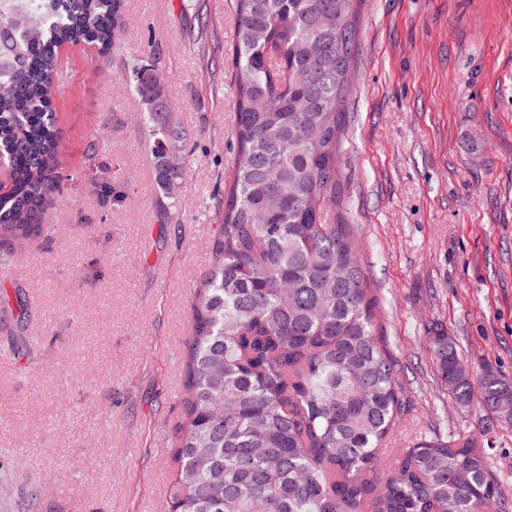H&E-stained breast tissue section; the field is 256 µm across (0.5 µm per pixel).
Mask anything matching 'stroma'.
I'll use <instances>...</instances> for the list:
<instances>
[{
  "label": "stroma",
  "instance_id": "35a3bbf8",
  "mask_svg": "<svg viewBox=\"0 0 512 512\" xmlns=\"http://www.w3.org/2000/svg\"><path fill=\"white\" fill-rule=\"evenodd\" d=\"M123 40L168 75L186 134L165 208L151 124L122 62L71 50L56 83L62 187L51 232L0 288V512H171L192 286L232 170L233 0H127ZM407 411L390 442L472 435L512 498V427L442 384L434 329L512 380V0H364L338 155ZM124 186L103 205L93 185Z\"/></svg>",
  "mask_w": 512,
  "mask_h": 512
}]
</instances>
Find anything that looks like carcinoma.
I'll return each mask as SVG.
<instances>
[{
    "mask_svg": "<svg viewBox=\"0 0 512 512\" xmlns=\"http://www.w3.org/2000/svg\"><path fill=\"white\" fill-rule=\"evenodd\" d=\"M362 0H234L236 162L211 263L193 285L173 512H512L474 439L389 463L406 411L340 195L337 159ZM126 0H0V244L41 230L60 189L53 85L65 46L127 59L149 109L158 183L177 201L184 133L154 66L126 50ZM430 344L460 408L512 426V381Z\"/></svg>",
    "mask_w": 512,
    "mask_h": 512,
    "instance_id": "carcinoma-1",
    "label": "carcinoma"
}]
</instances>
